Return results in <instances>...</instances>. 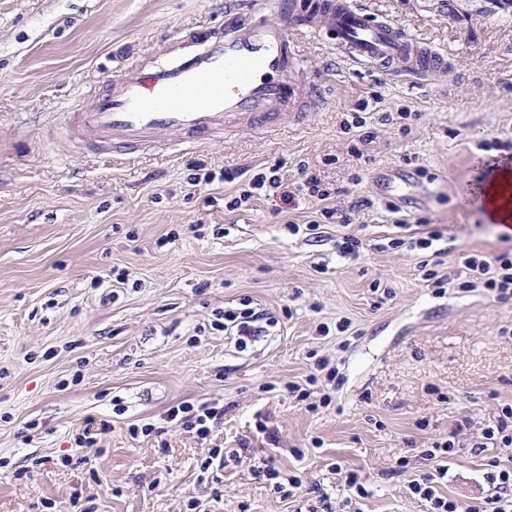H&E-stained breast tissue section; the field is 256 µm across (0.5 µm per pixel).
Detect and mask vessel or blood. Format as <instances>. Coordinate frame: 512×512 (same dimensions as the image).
Returning <instances> with one entry per match:
<instances>
[{"label": "vessel or blood", "mask_w": 512, "mask_h": 512, "mask_svg": "<svg viewBox=\"0 0 512 512\" xmlns=\"http://www.w3.org/2000/svg\"><path fill=\"white\" fill-rule=\"evenodd\" d=\"M331 30L336 51L355 64L402 63L425 78L446 68L447 56L379 19L362 0H316L303 24L231 25L223 35L198 33L175 41L167 60L146 61L110 78L69 115L70 133L131 157L160 133L176 144H204L226 126L268 132L282 112L303 121L321 104L318 85L301 78V37L307 27Z\"/></svg>", "instance_id": "vessel-or-blood-1"}]
</instances>
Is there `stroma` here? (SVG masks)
Masks as SVG:
<instances>
[{
    "mask_svg": "<svg viewBox=\"0 0 512 512\" xmlns=\"http://www.w3.org/2000/svg\"><path fill=\"white\" fill-rule=\"evenodd\" d=\"M448 57L419 80L348 62L332 35L302 41L324 101L304 122L217 136L120 161L74 139L68 114L114 74L164 58L171 40L223 30L227 13L273 23L268 0H0V512H427L393 472L424 469L416 448L458 432L437 485L468 504L487 495L482 428L512 403V299L458 286L457 258L512 249V226L465 204L486 159L512 158V5L486 0H365ZM363 112L375 138L360 145ZM338 214L297 194L301 164ZM279 166L287 198L233 208L238 183ZM416 169L411 203L374 178ZM239 182L222 180L224 169ZM212 174L210 183L195 175ZM426 219L449 251L408 245L397 218ZM319 221L320 232L289 234ZM348 235L359 258L341 256ZM431 263L435 281L423 278ZM251 304L276 323L239 347L217 311ZM347 330H339V323ZM310 412L288 397L316 362ZM217 402L207 438L161 421L183 401ZM106 421L78 447L88 420ZM267 420L276 432L257 429ZM153 424L150 436L130 426ZM249 451L303 481L283 497L250 464L203 470L210 449Z\"/></svg>",
    "mask_w": 512,
    "mask_h": 512,
    "instance_id": "obj_1",
    "label": "stroma"
}]
</instances>
